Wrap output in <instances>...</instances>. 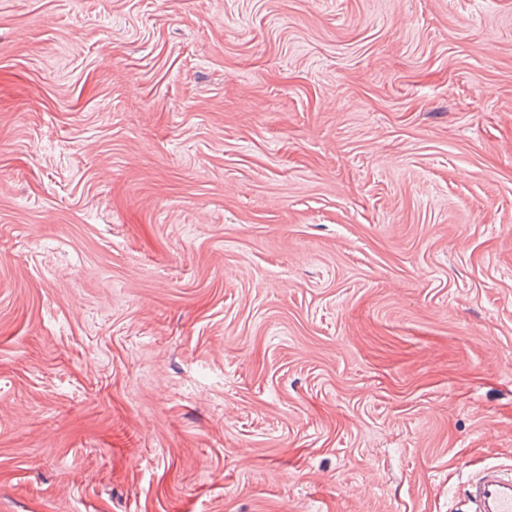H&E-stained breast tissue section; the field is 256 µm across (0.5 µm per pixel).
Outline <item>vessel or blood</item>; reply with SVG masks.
<instances>
[{
    "mask_svg": "<svg viewBox=\"0 0 512 512\" xmlns=\"http://www.w3.org/2000/svg\"><path fill=\"white\" fill-rule=\"evenodd\" d=\"M465 512H512V468L486 464L467 482Z\"/></svg>",
    "mask_w": 512,
    "mask_h": 512,
    "instance_id": "b4317fda",
    "label": "vessel or blood"
}]
</instances>
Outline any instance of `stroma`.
I'll return each mask as SVG.
<instances>
[{"instance_id": "stroma-1", "label": "stroma", "mask_w": 512, "mask_h": 512, "mask_svg": "<svg viewBox=\"0 0 512 512\" xmlns=\"http://www.w3.org/2000/svg\"><path fill=\"white\" fill-rule=\"evenodd\" d=\"M512 466V0H0V512H463Z\"/></svg>"}]
</instances>
